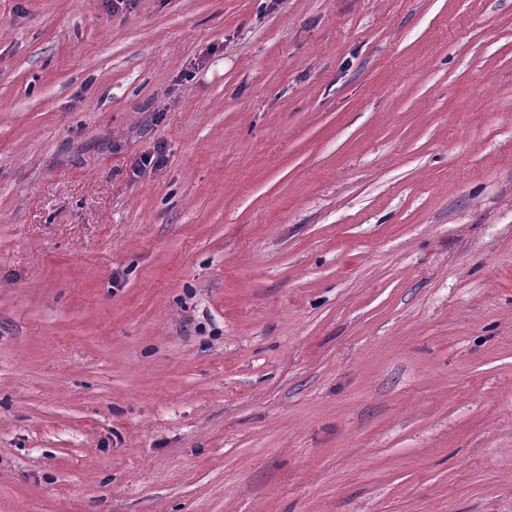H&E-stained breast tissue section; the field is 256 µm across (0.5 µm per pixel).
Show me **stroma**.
Here are the masks:
<instances>
[{"instance_id":"obj_1","label":"stroma","mask_w":512,"mask_h":512,"mask_svg":"<svg viewBox=\"0 0 512 512\" xmlns=\"http://www.w3.org/2000/svg\"><path fill=\"white\" fill-rule=\"evenodd\" d=\"M0 512H512V0H0Z\"/></svg>"}]
</instances>
